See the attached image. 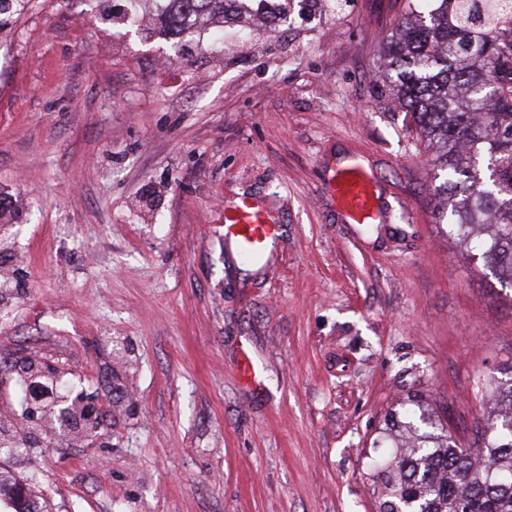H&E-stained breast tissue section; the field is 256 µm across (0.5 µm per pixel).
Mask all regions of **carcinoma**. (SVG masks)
I'll return each instance as SVG.
<instances>
[{
	"mask_svg": "<svg viewBox=\"0 0 512 512\" xmlns=\"http://www.w3.org/2000/svg\"><path fill=\"white\" fill-rule=\"evenodd\" d=\"M330 0H127L123 21L152 3L176 42L192 34L190 12L206 20L268 14L284 19ZM34 0H0L19 18ZM408 0L383 48L389 90L445 173L441 217L459 243L512 286V0ZM478 452L463 458L445 428L416 435L374 461L379 512H512V384L490 387Z\"/></svg>",
	"mask_w": 512,
	"mask_h": 512,
	"instance_id": "1",
	"label": "carcinoma"
}]
</instances>
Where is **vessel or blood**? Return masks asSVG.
<instances>
[{
	"label": "vessel or blood",
	"instance_id": "b4317fda",
	"mask_svg": "<svg viewBox=\"0 0 512 512\" xmlns=\"http://www.w3.org/2000/svg\"><path fill=\"white\" fill-rule=\"evenodd\" d=\"M373 182L372 175L361 164L352 163L334 170L324 190L337 203L343 217L364 224L378 215ZM224 228L243 255L262 248L278 231L271 215L248 199L225 210Z\"/></svg>",
	"mask_w": 512,
	"mask_h": 512
}]
</instances>
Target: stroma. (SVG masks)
Masks as SVG:
<instances>
[{"mask_svg":"<svg viewBox=\"0 0 512 512\" xmlns=\"http://www.w3.org/2000/svg\"><path fill=\"white\" fill-rule=\"evenodd\" d=\"M404 3L178 52L85 0L0 32V422L31 438L0 476H36L45 512H376L391 419L473 444L487 382L512 381V286L440 223L431 154L386 98ZM356 159L370 224L323 192ZM242 197L279 225L257 266L224 241ZM25 367L83 389L97 432L61 436Z\"/></svg>","mask_w":512,"mask_h":512,"instance_id":"obj_1","label":"stroma"}]
</instances>
